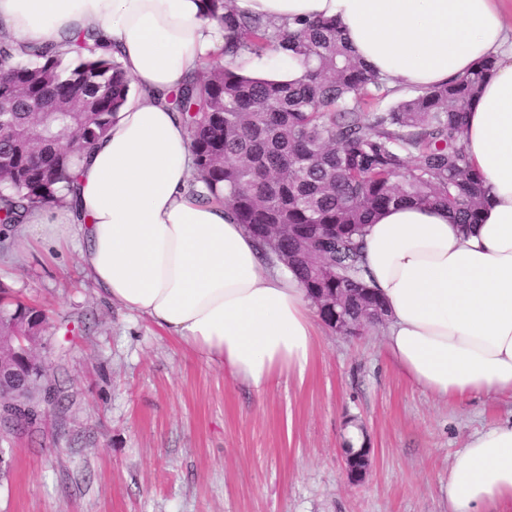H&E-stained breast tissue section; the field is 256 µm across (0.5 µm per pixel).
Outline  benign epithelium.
<instances>
[{
  "label": "benign epithelium",
  "mask_w": 512,
  "mask_h": 512,
  "mask_svg": "<svg viewBox=\"0 0 512 512\" xmlns=\"http://www.w3.org/2000/svg\"><path fill=\"white\" fill-rule=\"evenodd\" d=\"M39 337L24 324L13 335L0 338V409L21 405L23 397L37 383L41 373L51 371V362L36 353ZM345 475L350 483L364 481L369 473V449H344Z\"/></svg>",
  "instance_id": "benign-epithelium-1"
}]
</instances>
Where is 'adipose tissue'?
I'll use <instances>...</instances> for the list:
<instances>
[{
    "label": "adipose tissue",
    "mask_w": 512,
    "mask_h": 512,
    "mask_svg": "<svg viewBox=\"0 0 512 512\" xmlns=\"http://www.w3.org/2000/svg\"><path fill=\"white\" fill-rule=\"evenodd\" d=\"M505 0H235L296 29L335 19L356 56L391 88L448 84L485 61L462 145L484 177L479 223L403 203L363 237V276L387 310L384 348L400 374L440 400L512 398V24ZM101 29L136 93L73 168L65 204L30 210L17 248L75 246L101 294L261 391L304 379L318 313L299 281L268 269L256 240L218 202L194 195L189 134L169 100L219 60L224 28L203 0H0V37L62 44ZM448 512L512 507V422L471 437L448 467Z\"/></svg>",
    "instance_id": "obj_1"
}]
</instances>
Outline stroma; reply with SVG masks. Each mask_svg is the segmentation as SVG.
Returning <instances> with one entry per match:
<instances>
[{
  "label": "stroma",
  "mask_w": 512,
  "mask_h": 512,
  "mask_svg": "<svg viewBox=\"0 0 512 512\" xmlns=\"http://www.w3.org/2000/svg\"><path fill=\"white\" fill-rule=\"evenodd\" d=\"M0 281L46 311L56 381L33 431L0 434V512H448L456 451L512 421L511 398L410 385L378 326L320 325L305 379L259 393L112 305L76 249H0ZM352 428L372 458L359 485L343 471Z\"/></svg>",
  "instance_id": "35a3bbf8"
}]
</instances>
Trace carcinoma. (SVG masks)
Segmentation results:
<instances>
[{
	"instance_id": "carcinoma-1",
	"label": "carcinoma",
	"mask_w": 512,
	"mask_h": 512,
	"mask_svg": "<svg viewBox=\"0 0 512 512\" xmlns=\"http://www.w3.org/2000/svg\"><path fill=\"white\" fill-rule=\"evenodd\" d=\"M224 24V53L270 48L303 68L293 82L207 65L175 95L195 158L199 196L224 203L266 260L283 264L307 294L341 288L357 319L363 228L402 202L442 206L475 224L483 179L460 143L467 107L493 62L430 90H392L351 51L331 20L287 31L238 13L234 0H206ZM25 54L0 38V243L34 207L58 202L74 159L104 137L130 92L121 64L98 54L93 32ZM23 316L44 330L45 314L0 300V327ZM41 397L14 409L22 428Z\"/></svg>"
}]
</instances>
